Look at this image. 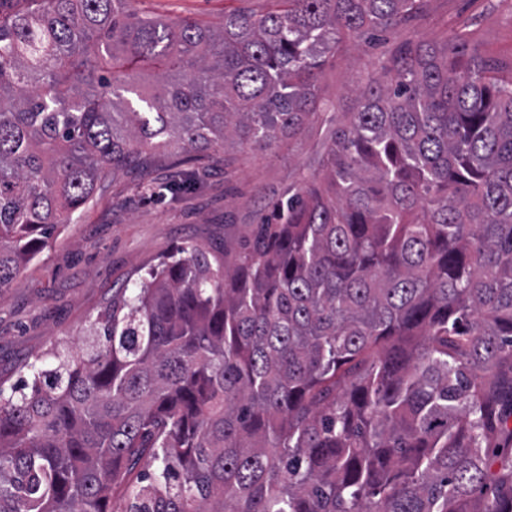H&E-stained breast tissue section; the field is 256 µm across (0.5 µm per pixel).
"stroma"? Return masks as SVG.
<instances>
[{
  "mask_svg": "<svg viewBox=\"0 0 512 512\" xmlns=\"http://www.w3.org/2000/svg\"><path fill=\"white\" fill-rule=\"evenodd\" d=\"M242 3L267 8L266 0H136L135 7L167 22H217ZM452 27L466 31L482 57L512 65V0H427L421 18L374 47L344 35L318 73V100L337 114L351 111L352 90L382 78L398 46L442 45ZM328 129L318 113L266 149L243 142L188 154L171 145L149 166L104 177L70 224L0 289V381L15 384L28 362L52 365L55 353L84 339L113 292L138 287L161 256L179 247L216 254L238 243L303 179L323 176Z\"/></svg>",
  "mask_w": 512,
  "mask_h": 512,
  "instance_id": "1",
  "label": "stroma"
}]
</instances>
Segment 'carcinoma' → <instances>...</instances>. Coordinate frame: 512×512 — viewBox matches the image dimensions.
<instances>
[{"instance_id":"cac0c4a2","label":"carcinoma","mask_w":512,"mask_h":512,"mask_svg":"<svg viewBox=\"0 0 512 512\" xmlns=\"http://www.w3.org/2000/svg\"><path fill=\"white\" fill-rule=\"evenodd\" d=\"M0 13V288L105 169L294 136L323 56L425 0ZM462 31L354 89L324 168L212 265L180 248L0 387V512H512V75ZM168 81L153 93L149 71ZM149 458L153 471L131 479ZM134 7L167 22L188 19H205L218 22L228 12L247 6L256 13L266 11L267 1L248 0H136Z\"/></svg>"}]
</instances>
